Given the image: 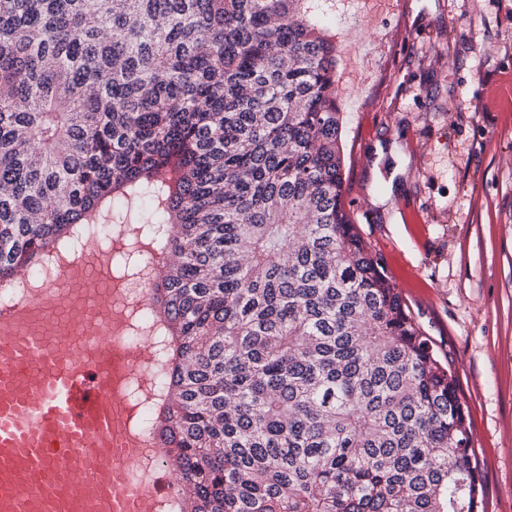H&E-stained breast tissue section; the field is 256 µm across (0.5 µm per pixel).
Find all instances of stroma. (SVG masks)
<instances>
[{
  "mask_svg": "<svg viewBox=\"0 0 512 512\" xmlns=\"http://www.w3.org/2000/svg\"><path fill=\"white\" fill-rule=\"evenodd\" d=\"M336 36L346 203L451 364L486 512H512V0H319Z\"/></svg>",
  "mask_w": 512,
  "mask_h": 512,
  "instance_id": "obj_1",
  "label": "stroma"
}]
</instances>
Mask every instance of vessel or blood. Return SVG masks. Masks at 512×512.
Segmentation results:
<instances>
[{"label":"vessel or blood","mask_w":512,"mask_h":512,"mask_svg":"<svg viewBox=\"0 0 512 512\" xmlns=\"http://www.w3.org/2000/svg\"><path fill=\"white\" fill-rule=\"evenodd\" d=\"M92 278L0 308V512H158L174 477L136 478L144 446L120 387L137 349Z\"/></svg>","instance_id":"b4317fda"}]
</instances>
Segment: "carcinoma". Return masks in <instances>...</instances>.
I'll use <instances>...</instances> for the list:
<instances>
[{
    "label": "carcinoma",
    "instance_id": "carcinoma-1",
    "mask_svg": "<svg viewBox=\"0 0 512 512\" xmlns=\"http://www.w3.org/2000/svg\"><path fill=\"white\" fill-rule=\"evenodd\" d=\"M308 0H0V288L150 225L174 512H478L464 405L344 204Z\"/></svg>",
    "mask_w": 512,
    "mask_h": 512
}]
</instances>
